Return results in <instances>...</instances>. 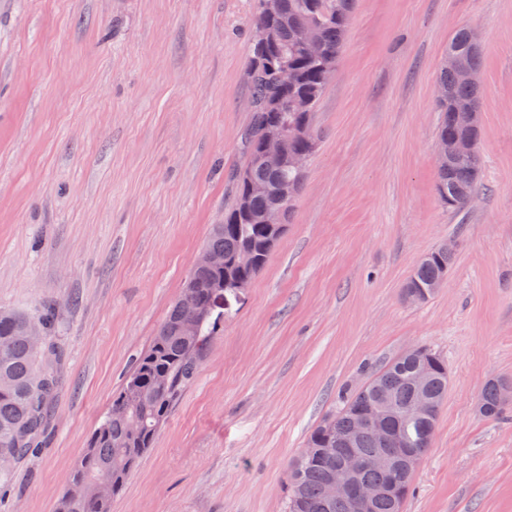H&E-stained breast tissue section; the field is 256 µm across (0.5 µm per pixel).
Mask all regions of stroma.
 <instances>
[{
  "mask_svg": "<svg viewBox=\"0 0 512 512\" xmlns=\"http://www.w3.org/2000/svg\"><path fill=\"white\" fill-rule=\"evenodd\" d=\"M253 0H0V308L50 315L63 352L40 448L0 512H55L245 161ZM481 36L482 169L451 211L434 87L461 25ZM291 221L210 340L112 512H285L312 429L420 345L448 395L402 512H512V0H357L314 115ZM454 244L435 296L403 288ZM502 380H491L483 388L480 394L479 402L485 407V413L481 415L488 419H498L512 402V385L511 383H504L499 391V384ZM500 394V397H499ZM501 400L504 402H501Z\"/></svg>",
  "mask_w": 512,
  "mask_h": 512,
  "instance_id": "35a3bbf8",
  "label": "stroma"
}]
</instances>
